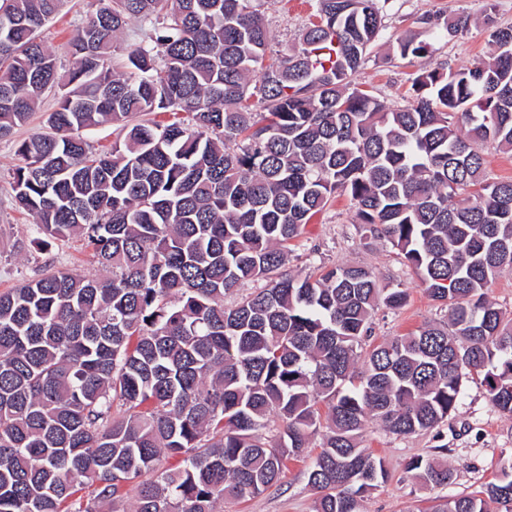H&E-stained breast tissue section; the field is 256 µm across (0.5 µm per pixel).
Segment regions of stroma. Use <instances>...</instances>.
Instances as JSON below:
<instances>
[{"label": "stroma", "mask_w": 512, "mask_h": 512, "mask_svg": "<svg viewBox=\"0 0 512 512\" xmlns=\"http://www.w3.org/2000/svg\"><path fill=\"white\" fill-rule=\"evenodd\" d=\"M313 3L314 0H262L261 11L273 49L281 52L294 45L298 31L314 19ZM493 3L492 12L484 15L476 0H387L384 27L367 61L353 77L355 86L402 105L411 98V80L417 73L440 64L462 67L487 55L490 32L512 26V0ZM93 9V0H63L58 15L43 29L42 40L57 54H64L66 42ZM451 15L468 16L464 32L452 36L445 32L443 21ZM410 33L429 41L431 53L400 56L397 43ZM57 107L56 96L43 94L27 123L0 138V292L48 268L85 277L102 274L91 247L83 239L73 237L52 241L45 247L38 245L32 217L14 201L12 171L19 162L17 147L30 137L47 133V118ZM322 264L362 265L371 269L381 283L408 290L404 307L377 310L371 343L446 318L445 310L427 296L417 275L390 245H363L355 212L343 195L331 199L312 219L288 257L289 269L304 275ZM444 443L450 447L448 461L456 480L448 488L431 490L406 471L405 463L412 456L434 453ZM363 446L385 457L389 478L364 500L362 512H422L446 497L474 491L495 479L501 460L512 456V418L492 406L483 386L469 381L457 411L438 431L397 436L373 423L365 431ZM306 468L303 461H288L277 485L254 497L225 500L220 508L222 512H313L315 494L307 484Z\"/></svg>", "instance_id": "stroma-1"}]
</instances>
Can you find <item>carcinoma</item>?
<instances>
[{"mask_svg": "<svg viewBox=\"0 0 512 512\" xmlns=\"http://www.w3.org/2000/svg\"><path fill=\"white\" fill-rule=\"evenodd\" d=\"M99 2L62 71L39 37L61 0H0V137L60 92L53 133L18 147L15 203L45 237L93 245L109 271L49 270L0 293V512H61L72 498L75 512L129 499L132 512H218L276 484L317 436L314 512H361L389 478L361 448L368 422L432 431L468 378L512 416V316L486 295L512 271V178L489 181L483 153H512V27L469 66L416 74L394 106L351 81L386 0H315L318 21L270 58L255 0ZM132 18L150 29L119 73L114 36ZM399 49L431 44L410 35ZM158 112L187 118L132 122ZM106 123L119 137L96 154L79 131ZM337 193L364 244L386 241L449 306L448 324L365 352L376 311L406 290L362 266L286 269ZM437 449L406 469L444 489L455 472ZM164 454L181 460L162 470ZM430 512H512V458Z\"/></svg>", "mask_w": 512, "mask_h": 512, "instance_id": "obj_1", "label": "carcinoma"}]
</instances>
